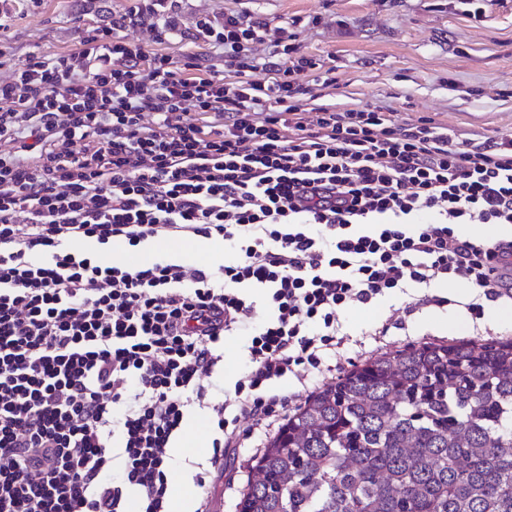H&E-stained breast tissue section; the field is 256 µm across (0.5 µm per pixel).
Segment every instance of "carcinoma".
I'll use <instances>...</instances> for the list:
<instances>
[{"label":"carcinoma","mask_w":512,"mask_h":512,"mask_svg":"<svg viewBox=\"0 0 512 512\" xmlns=\"http://www.w3.org/2000/svg\"><path fill=\"white\" fill-rule=\"evenodd\" d=\"M238 512H512V339L342 374L268 442Z\"/></svg>","instance_id":"obj_1"}]
</instances>
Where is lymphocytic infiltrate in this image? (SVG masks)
Returning a JSON list of instances; mask_svg holds the SVG:
<instances>
[{
    "label": "lymphocytic infiltrate",
    "mask_w": 512,
    "mask_h": 512,
    "mask_svg": "<svg viewBox=\"0 0 512 512\" xmlns=\"http://www.w3.org/2000/svg\"><path fill=\"white\" fill-rule=\"evenodd\" d=\"M123 19L80 31L72 53L39 52L0 80V512H167L170 448L191 408L219 431L210 464L245 421L288 398L270 381L318 368L336 315L403 288L464 279L512 298V240L465 224H512V140L454 142L424 119L305 107L313 69L257 77L268 28L201 18L196 40L238 78L146 52ZM158 236L219 237L214 267L104 254ZM95 240V253L73 250ZM269 318L248 325L255 298ZM251 338L232 407L203 380L224 334Z\"/></svg>",
    "instance_id": "lymphocytic-infiltrate-1"
}]
</instances>
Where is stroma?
<instances>
[{
    "instance_id": "stroma-1",
    "label": "stroma",
    "mask_w": 512,
    "mask_h": 512,
    "mask_svg": "<svg viewBox=\"0 0 512 512\" xmlns=\"http://www.w3.org/2000/svg\"><path fill=\"white\" fill-rule=\"evenodd\" d=\"M136 0H10L0 23V79L40 51L66 53L77 46L78 29L111 24L137 14ZM230 13L255 14L268 24L269 40L256 46L258 62L273 61V37L290 26L300 54L315 70L297 75L305 98L338 109L377 106L402 124L433 120L456 142L512 137V0H492L481 19L468 16L461 0H178L171 13L174 36L153 41L158 17L137 14L129 39L147 50L181 60L194 53L203 67L236 81L222 55L191 42L200 18L223 20ZM331 83H324V76ZM470 285L460 279L441 290L409 288L371 307L341 311L342 336L323 353L317 370L288 374L271 383L302 404L319 387L355 365L387 351L427 342L512 338V320L474 314ZM445 304L431 303L434 294ZM246 333L224 337V360L214 369L212 403L233 397L234 384L249 366ZM287 412L252 426L244 447L228 449L213 473L209 504L236 512L252 466Z\"/></svg>"
}]
</instances>
